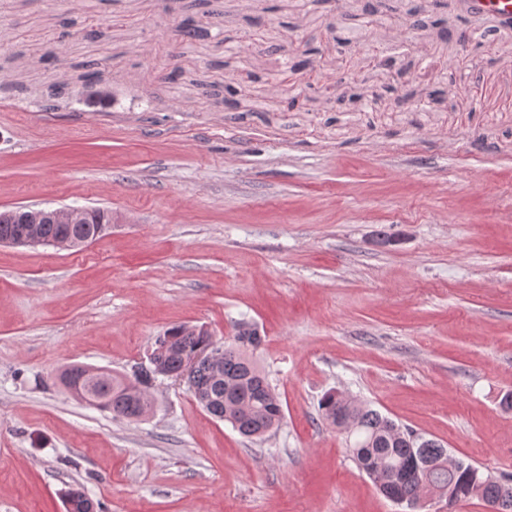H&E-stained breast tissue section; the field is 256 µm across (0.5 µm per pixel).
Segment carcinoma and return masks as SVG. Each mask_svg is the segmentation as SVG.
<instances>
[{
  "mask_svg": "<svg viewBox=\"0 0 512 512\" xmlns=\"http://www.w3.org/2000/svg\"><path fill=\"white\" fill-rule=\"evenodd\" d=\"M110 215L106 209H94L90 223L74 225L73 234L91 243L96 241L105 234ZM25 216L22 206L0 211V240L15 238ZM165 334L171 337L173 345L161 355L157 369L141 365L130 379L110 370L93 374L88 366L73 365L62 376L81 390L79 399L93 402L96 408L116 418L138 420L153 408L148 388L157 372L178 377L192 353L212 344L211 337L189 332L183 326L172 327ZM261 344L256 327L239 325L235 343L220 349L215 364L198 365L188 383L204 410L229 422L247 438H260L277 429L284 416L279 395L244 351L248 346L256 349ZM320 410L322 417L336 427L345 430L349 424L354 426L355 440L349 444L353 459L392 502L404 504L413 512L420 501L445 489L451 494L450 506L478 498L492 512H512L511 479L490 482L479 467L459 460L451 467L439 466L437 462L448 455L441 444L335 391L322 397ZM65 496L72 503L73 512H91L93 503L81 490L72 488Z\"/></svg>",
  "mask_w": 512,
  "mask_h": 512,
  "instance_id": "1",
  "label": "carcinoma"
}]
</instances>
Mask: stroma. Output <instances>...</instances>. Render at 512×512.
Instances as JSON below:
<instances>
[{"mask_svg": "<svg viewBox=\"0 0 512 512\" xmlns=\"http://www.w3.org/2000/svg\"><path fill=\"white\" fill-rule=\"evenodd\" d=\"M364 2L0 0V211L112 213L80 248L0 244V512H405L331 390L512 476V21ZM243 322L284 408L261 439L183 382L128 421L59 381Z\"/></svg>", "mask_w": 512, "mask_h": 512, "instance_id": "1", "label": "stroma"}]
</instances>
